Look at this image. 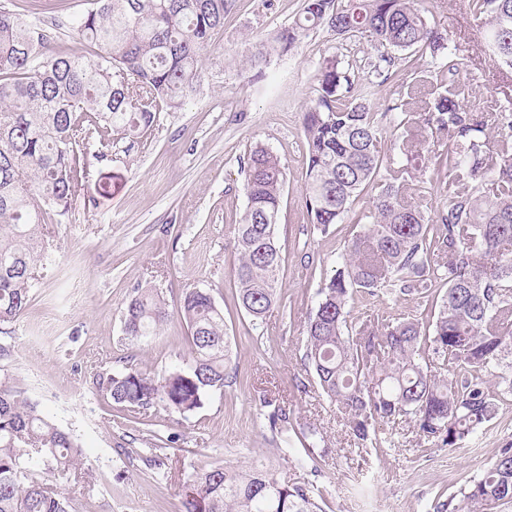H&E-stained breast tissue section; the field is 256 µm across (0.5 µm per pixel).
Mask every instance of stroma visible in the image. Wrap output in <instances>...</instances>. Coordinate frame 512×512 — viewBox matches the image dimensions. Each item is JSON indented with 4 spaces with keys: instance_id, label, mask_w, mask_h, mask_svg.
<instances>
[{
    "instance_id": "1",
    "label": "stroma",
    "mask_w": 512,
    "mask_h": 512,
    "mask_svg": "<svg viewBox=\"0 0 512 512\" xmlns=\"http://www.w3.org/2000/svg\"><path fill=\"white\" fill-rule=\"evenodd\" d=\"M94 3L41 0L33 7L0 0V7L25 20L38 9L53 49L83 55L89 47L76 26ZM302 3L238 0L204 54L199 92L161 113L136 143L113 140L111 160L90 161L65 219L49 227L50 269L35 284L29 310L0 333V344L11 348L0 359V376L15 379L85 450L81 475L54 479L71 512H181L192 474L214 463L238 470L260 465L313 487L326 512H434L512 445V397L448 449L423 440L406 417L377 424L368 440H358L346 415L307 380L304 325L314 292L336 269L343 246L363 232L359 219L370 203L357 202L329 234L314 230L304 205L302 114L317 99L316 74L326 56L359 59L372 48L367 36L340 40L321 27L272 52L265 65L251 66L263 44L292 26ZM424 8L435 28L469 47L472 62L461 72L471 84L468 107L494 111L512 91V70L482 54L484 33L463 0H426ZM258 145L279 157L286 181L276 234L281 300L257 328L236 304L233 236L247 204L242 165ZM427 157L423 147L409 157L410 195L431 210L440 197ZM104 182L110 188L103 195ZM140 284L154 286L171 304L185 290L205 289L224 309L231 349L224 387L189 418L157 405L129 420L93 383L128 358L152 375L188 357L179 317L146 339L125 335L123 312ZM377 314L426 322L431 306L409 296H356L354 318ZM277 405L288 411L287 453L267 420ZM310 427L328 450L317 468L302 445ZM154 452L160 463L151 466L146 458Z\"/></svg>"
}]
</instances>
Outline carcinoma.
<instances>
[{"instance_id":"carcinoma-1","label":"carcinoma","mask_w":512,"mask_h":512,"mask_svg":"<svg viewBox=\"0 0 512 512\" xmlns=\"http://www.w3.org/2000/svg\"><path fill=\"white\" fill-rule=\"evenodd\" d=\"M236 0H97L77 31L95 52L54 53L37 20L0 8V326L29 309L48 269V222L61 223L87 161L109 160L112 134L132 138L180 107L203 81L202 57ZM484 28L482 51L512 70V0H466ZM327 27L338 38L365 34L377 48L357 71L324 58L319 97L302 113L306 146L305 208L328 234L353 204L371 202L363 234L343 247L338 267L315 292L306 324L304 363L322 393L366 440L376 424L413 420L423 439L453 447L495 418L498 398L512 396V95L494 120L466 105L462 44L431 27L418 0H304L294 25L274 42L292 45ZM430 56L436 70L417 61ZM411 76L428 88L411 102L377 112L376 87ZM448 141L430 156L441 197L433 214L405 197L412 172L399 152L385 151L388 130ZM246 209L237 224L238 305L253 326L278 304L280 254L275 242L285 171L273 151L257 146L244 165ZM442 292L435 320L350 321L356 294ZM177 314L189 331L186 363L161 374L128 363L101 373L103 397L139 414L157 403L188 418L210 392L224 388L229 345L224 310L213 295L182 293ZM171 317L158 289L136 288L124 327L133 340L153 336ZM499 369L498 393L482 374ZM79 439L47 418L26 392L0 379V512H69L45 474L81 466ZM313 490L259 467L221 464L197 472L184 512H325ZM512 503V447L436 512H486Z\"/></svg>"}]
</instances>
